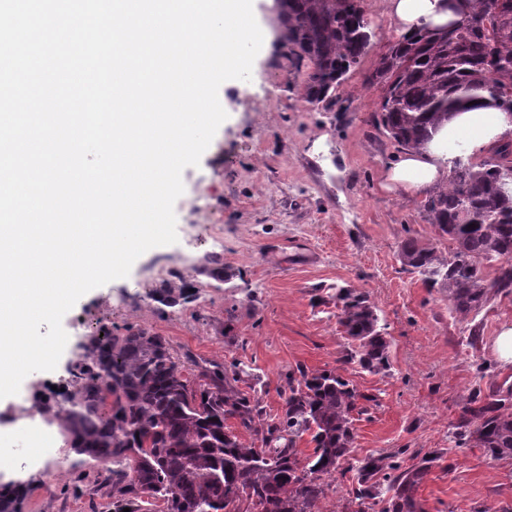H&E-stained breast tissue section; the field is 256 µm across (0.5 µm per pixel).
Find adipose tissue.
Segmentation results:
<instances>
[{
    "instance_id": "ef3b65f1",
    "label": "adipose tissue",
    "mask_w": 512,
    "mask_h": 512,
    "mask_svg": "<svg viewBox=\"0 0 512 512\" xmlns=\"http://www.w3.org/2000/svg\"><path fill=\"white\" fill-rule=\"evenodd\" d=\"M387 14L397 33L448 23V0H387ZM464 141L467 156L483 157L512 141V113L494 106L450 113L430 140L397 156L385 170L381 187L417 199H426L448 184L453 167L451 143Z\"/></svg>"
}]
</instances>
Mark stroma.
I'll use <instances>...</instances> for the list:
<instances>
[{"label":"stroma","mask_w":512,"mask_h":512,"mask_svg":"<svg viewBox=\"0 0 512 512\" xmlns=\"http://www.w3.org/2000/svg\"><path fill=\"white\" fill-rule=\"evenodd\" d=\"M370 44L328 108L303 98L305 69L277 39L266 40L251 81L220 86L227 119L198 166L182 174L175 203L177 243L150 249L128 277L83 295L64 316L69 339L56 369L36 390L64 388L76 346L100 325L134 326L163 336L179 358L241 362L259 376L268 413L282 405L283 375L296 368H336L379 407L354 423L353 457L405 449L407 457L443 450L417 490L425 512H512V462L488 460L482 449L454 448L448 433L470 393L512 385V366L492 350L512 324V296L492 299L467 318L447 297L403 271L401 243L411 237L447 251L423 217V204L380 186L399 153L372 123L379 104L366 74L394 33L385 0H362ZM224 263V284L193 273L212 257ZM190 276L196 302L158 310L149 295L170 271ZM367 292L386 325L392 368L370 374L343 364L348 341L334 294ZM19 439L15 472L42 477L50 460L64 466L50 487L36 486L28 512H112V484L99 470L71 467L63 441L34 464Z\"/></svg>","instance_id":"stroma-1"}]
</instances>
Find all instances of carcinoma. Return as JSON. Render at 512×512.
I'll use <instances>...</instances> for the list:
<instances>
[{
  "label": "carcinoma",
  "mask_w": 512,
  "mask_h": 512,
  "mask_svg": "<svg viewBox=\"0 0 512 512\" xmlns=\"http://www.w3.org/2000/svg\"><path fill=\"white\" fill-rule=\"evenodd\" d=\"M277 26L296 67L308 68L305 99L332 104L369 45L361 0H281ZM366 84L381 92L375 124L402 149L424 145L448 113L470 104L489 99L512 109V0H458L452 29L422 27L390 41ZM423 211L453 247L445 255L406 240L399 250L405 272L446 294L463 318L492 295L512 294V193L502 191L494 165L455 162L448 187ZM494 262L489 280L484 268ZM193 288L178 274L152 300L191 304ZM334 299L351 341L343 363L389 372L390 343L369 296L338 288ZM79 348L62 399L37 398L29 413L59 426L72 466L112 473V512H319L338 474L355 482L348 509L425 512L416 491L443 453L410 465L402 450L351 457L356 417L380 400L335 368L289 372L278 388L280 412L270 415L235 360L195 361L198 374L187 377L165 338L134 327L114 333L102 325ZM305 436L313 447L303 456ZM450 438L456 448L512 461V387L471 395ZM36 482L0 471V512H25Z\"/></svg>",
  "instance_id": "carcinoma-1"
}]
</instances>
